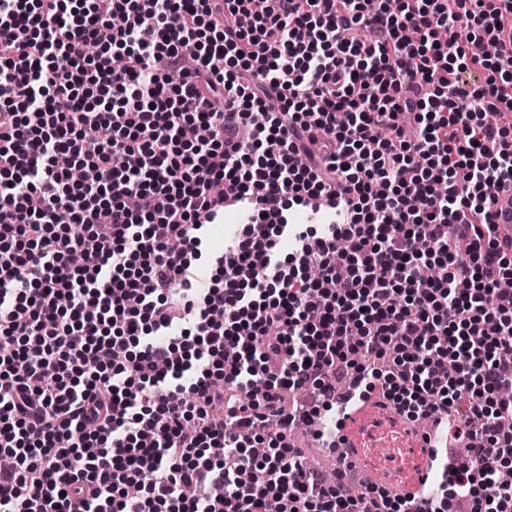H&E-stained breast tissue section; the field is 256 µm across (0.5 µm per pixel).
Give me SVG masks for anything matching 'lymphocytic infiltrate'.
<instances>
[{"label":"lymphocytic infiltrate","instance_id":"lymphocytic-infiltrate-1","mask_svg":"<svg viewBox=\"0 0 512 512\" xmlns=\"http://www.w3.org/2000/svg\"><path fill=\"white\" fill-rule=\"evenodd\" d=\"M509 139L512 0H0V512H512ZM340 368L447 419L438 495L349 496L289 442L284 391L332 411ZM491 220L498 227L500 246L512 251V188L499 191L490 208ZM242 216L236 211H228L224 215L223 224H209L207 226L208 248L211 251H223L224 246L230 243L233 236L243 227Z\"/></svg>","mask_w":512,"mask_h":512}]
</instances>
